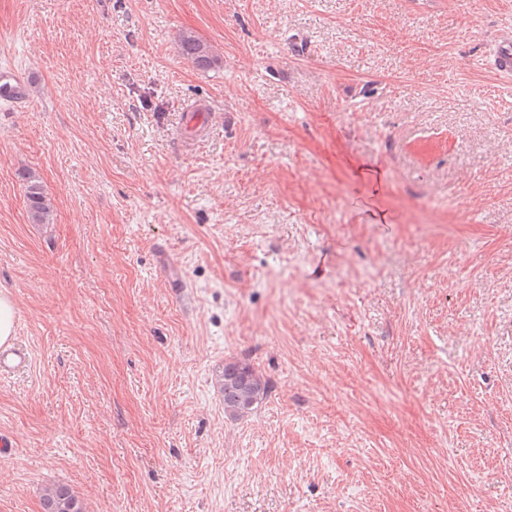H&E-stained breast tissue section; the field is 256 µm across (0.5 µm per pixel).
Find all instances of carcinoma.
Wrapping results in <instances>:
<instances>
[{
    "label": "carcinoma",
    "instance_id": "1",
    "mask_svg": "<svg viewBox=\"0 0 512 512\" xmlns=\"http://www.w3.org/2000/svg\"><path fill=\"white\" fill-rule=\"evenodd\" d=\"M179 50L184 59L196 69L208 71L219 65V57L212 47L191 34L179 39ZM24 197L29 220L33 224H48L52 205L42 183L29 173L23 174ZM224 396V413L234 419L249 416L266 398L268 384L263 375L248 362L228 361L220 379ZM42 512H86L83 503L66 486L55 485L45 489Z\"/></svg>",
    "mask_w": 512,
    "mask_h": 512
}]
</instances>
